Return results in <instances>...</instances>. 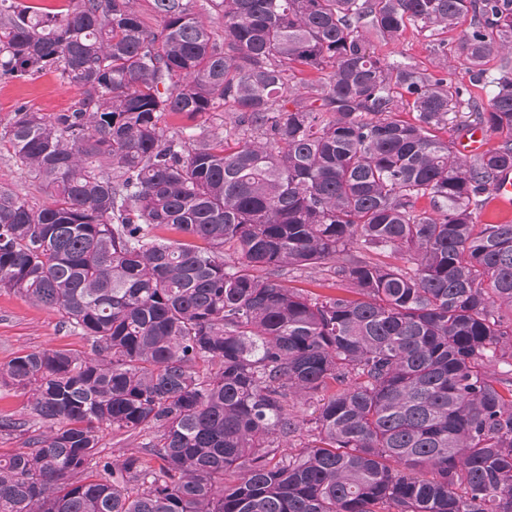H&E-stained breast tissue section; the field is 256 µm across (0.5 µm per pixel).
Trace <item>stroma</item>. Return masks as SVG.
<instances>
[{
  "label": "stroma",
  "mask_w": 512,
  "mask_h": 512,
  "mask_svg": "<svg viewBox=\"0 0 512 512\" xmlns=\"http://www.w3.org/2000/svg\"><path fill=\"white\" fill-rule=\"evenodd\" d=\"M473 16H466L451 29L413 27L398 38L379 43L387 61L407 62L427 69L438 78L470 87L481 106H488L494 94L489 82L472 84L471 75L458 46L464 33L471 31ZM80 97L79 91L65 82L57 72L46 70L32 76L0 77V127L5 126L16 109L25 106L39 112H63ZM0 186L11 189L30 204L47 202V194L17 163L6 142L0 141ZM336 262L316 269H284L281 279L287 287L301 288L320 296L335 294ZM66 350L88 354L90 346L84 336L63 324L59 314L35 304L18 293L0 290V365L20 353L31 350Z\"/></svg>",
  "instance_id": "stroma-1"
}]
</instances>
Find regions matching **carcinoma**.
<instances>
[{"label":"carcinoma","mask_w":512,"mask_h":512,"mask_svg":"<svg viewBox=\"0 0 512 512\" xmlns=\"http://www.w3.org/2000/svg\"><path fill=\"white\" fill-rule=\"evenodd\" d=\"M149 2L157 29L130 0H0V75L81 90L4 127L48 202L0 188V290L90 345L0 365L47 428L0 419L25 437L0 455V512H512V223L476 222L512 172V69L485 110L359 31L471 14L479 80L492 44L512 52V0H211L220 36L197 0ZM218 107L250 140L161 127ZM462 108L502 137L473 160L434 134ZM341 255L332 296L279 278ZM107 429L149 440L114 462Z\"/></svg>","instance_id":"cac0c4a2"}]
</instances>
